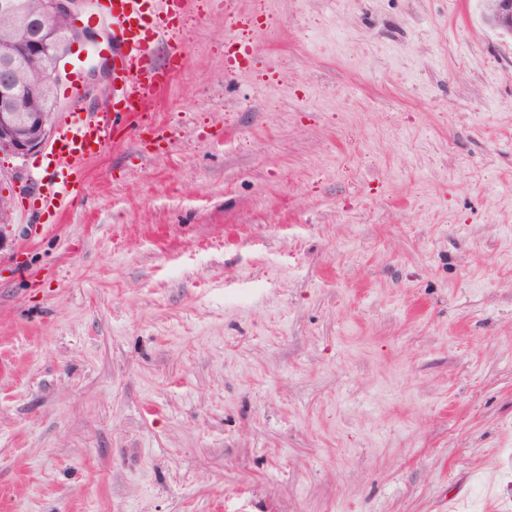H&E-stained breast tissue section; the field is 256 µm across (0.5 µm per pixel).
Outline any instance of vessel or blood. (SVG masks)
Instances as JSON below:
<instances>
[{"label": "vessel or blood", "mask_w": 512, "mask_h": 512, "mask_svg": "<svg viewBox=\"0 0 512 512\" xmlns=\"http://www.w3.org/2000/svg\"><path fill=\"white\" fill-rule=\"evenodd\" d=\"M188 6L189 0H98L93 17L112 30L109 58L124 85L108 91L103 112L82 111L84 100L91 94L82 79L62 88L60 95L66 107L59 112L54 135L46 146L48 167L36 172L29 190L33 203L20 211L21 216L32 219L31 235L42 232L43 216L60 218L69 209L84 161L97 156L114 136V114L139 118L170 84L179 70L177 61L184 54L172 38ZM163 40L171 42L173 58L165 69L152 62L153 47Z\"/></svg>", "instance_id": "obj_1"}]
</instances>
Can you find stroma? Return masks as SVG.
<instances>
[{"mask_svg":"<svg viewBox=\"0 0 512 512\" xmlns=\"http://www.w3.org/2000/svg\"><path fill=\"white\" fill-rule=\"evenodd\" d=\"M179 40L170 141L0 229V512H441L492 464L512 512V36L191 0ZM44 161L0 153V196Z\"/></svg>","mask_w":512,"mask_h":512,"instance_id":"stroma-1","label":"stroma"}]
</instances>
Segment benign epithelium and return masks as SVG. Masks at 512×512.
Wrapping results in <instances>:
<instances>
[{"label": "benign epithelium", "mask_w": 512, "mask_h": 512, "mask_svg": "<svg viewBox=\"0 0 512 512\" xmlns=\"http://www.w3.org/2000/svg\"><path fill=\"white\" fill-rule=\"evenodd\" d=\"M86 2L88 0H43L42 10L30 16L18 0H0V13L10 16L27 31V36L17 47H9L0 53V146L16 157L25 158L41 149L49 137L50 115L56 108V101L49 93L44 111L24 110L25 94L13 76L16 58L43 59L46 64L45 87L48 89L72 79L59 31L51 26L53 19H66L70 23L66 40L85 49L88 66L83 70V78L93 83L109 75L108 60L99 50L108 36L76 24L81 6ZM488 21L511 35L512 0H489Z\"/></svg>", "instance_id": "obj_1"}]
</instances>
